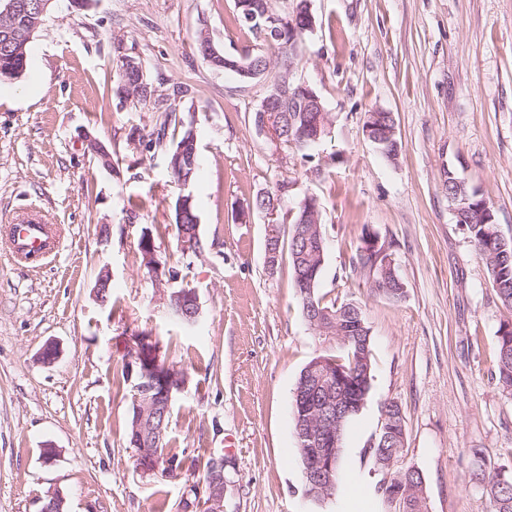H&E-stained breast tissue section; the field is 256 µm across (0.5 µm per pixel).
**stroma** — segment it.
Wrapping results in <instances>:
<instances>
[{"label": "stroma", "instance_id": "1", "mask_svg": "<svg viewBox=\"0 0 512 512\" xmlns=\"http://www.w3.org/2000/svg\"><path fill=\"white\" fill-rule=\"evenodd\" d=\"M316 25L294 64L330 114L313 161L257 133L253 113L271 77L242 81L199 54V32L233 53L246 36L234 0H57L17 79L0 84V225L29 216L58 230L47 264L17 262L0 237V512H39L59 491L68 512H202L209 460L224 462V512H399L367 454L382 408L397 401L406 437L400 464L422 472L427 512H491L476 467H512V395L494 376L495 342L508 311L448 206L456 170L512 240V0H310ZM144 62L163 92L187 87L179 114L196 134L198 168L175 181L150 140L158 115L116 93L120 56ZM393 113L396 159L369 141V110ZM105 142L111 169L83 150ZM282 210L316 197L327 241L320 288L357 302L372 339L373 380L344 434L336 502L309 500L292 430V392L324 345L304 320L287 259L265 260L267 219L257 193ZM192 195L200 253L172 226ZM138 208H130L129 200ZM108 225V237L99 234ZM154 241L176 280L155 287L139 238ZM394 259L404 294L375 292L352 258L363 233ZM109 271L112 297L95 285ZM197 293L186 329L166 297ZM151 333L166 366L185 371L167 437L181 451L175 475L135 467L131 400L116 383L133 337ZM54 344L57 355L40 353ZM57 457L44 461L41 450Z\"/></svg>", "mask_w": 512, "mask_h": 512}]
</instances>
